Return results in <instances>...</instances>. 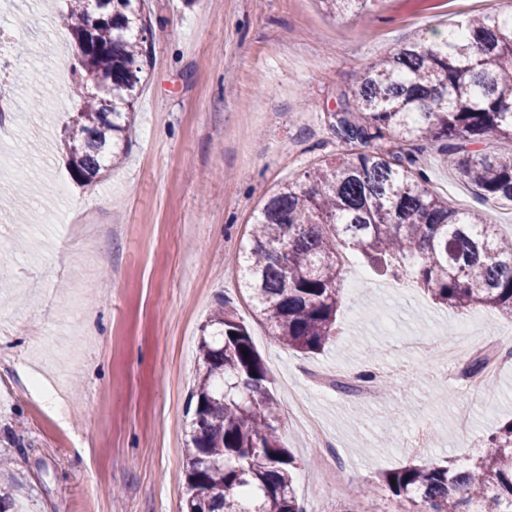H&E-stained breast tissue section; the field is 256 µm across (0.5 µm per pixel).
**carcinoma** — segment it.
<instances>
[{"instance_id": "obj_1", "label": "carcinoma", "mask_w": 512, "mask_h": 512, "mask_svg": "<svg viewBox=\"0 0 512 512\" xmlns=\"http://www.w3.org/2000/svg\"><path fill=\"white\" fill-rule=\"evenodd\" d=\"M131 2L112 0V10L93 12L86 0H65L78 48L73 82L82 88L96 75L112 87L84 93L64 130L71 175L82 183L96 181L106 160L122 162L144 81L146 25ZM318 2L336 15L375 0ZM460 31L466 37L414 39L372 62L335 115L337 137L364 149L317 165L255 215L241 266L254 317L280 347L314 354L336 336L343 249L381 275L410 274L459 314L483 307L512 318V239L481 213L449 207L415 156L386 147L394 139L441 143L448 164L484 200L512 204V156L480 150L512 143V19L469 17ZM198 353L182 512H306L264 361L230 301L211 313ZM497 356L475 357L466 375L482 374ZM9 478L0 461V512H12ZM379 482L408 512H512V420L464 465L427 461L385 471Z\"/></svg>"}]
</instances>
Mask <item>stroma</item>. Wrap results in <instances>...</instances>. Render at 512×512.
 Returning <instances> with one entry per match:
<instances>
[{
	"label": "stroma",
	"instance_id": "stroma-1",
	"mask_svg": "<svg viewBox=\"0 0 512 512\" xmlns=\"http://www.w3.org/2000/svg\"><path fill=\"white\" fill-rule=\"evenodd\" d=\"M501 10L500 0H380L335 18L316 0H145L148 80L127 154L84 186L63 146L79 104L63 16L43 0H0L17 105L0 129V455L12 462L16 512H181L197 347L223 298L237 304L267 368L307 512L340 503L403 512L375 489L381 471L434 458L460 464L484 448L512 418V365L494 376L489 399L444 376L442 356H418L409 343L453 345L469 323L465 364L512 339V319L483 308L458 315L410 275L380 276L350 255L338 334L302 355L256 321L231 258L267 196L346 152L333 115L371 62ZM416 155L450 206L512 237V207L484 201L437 144ZM76 305L86 317L71 319ZM369 367L393 379L391 398L365 403L319 381ZM36 369L66 393V421L28 385ZM293 391L338 460H325L289 419ZM426 424L422 447H404Z\"/></svg>",
	"mask_w": 512,
	"mask_h": 512
}]
</instances>
